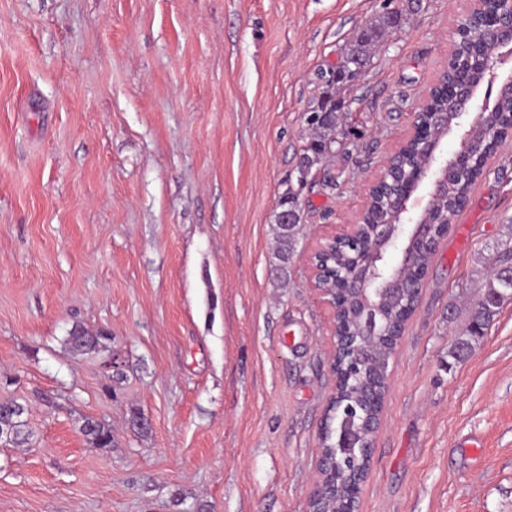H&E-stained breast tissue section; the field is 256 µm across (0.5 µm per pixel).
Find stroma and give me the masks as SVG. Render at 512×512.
<instances>
[{
    "instance_id": "obj_1",
    "label": "stroma",
    "mask_w": 512,
    "mask_h": 512,
    "mask_svg": "<svg viewBox=\"0 0 512 512\" xmlns=\"http://www.w3.org/2000/svg\"><path fill=\"white\" fill-rule=\"evenodd\" d=\"M466 7L0 0V401L27 406L32 434L0 447V512H307L333 386L307 255L364 208ZM396 8L343 92L350 135L303 192L280 279L272 217L318 74ZM509 243L512 144L428 269L362 512H512V299L469 358L448 355ZM76 324L109 333L99 353L69 350ZM86 417L111 424V448L80 433Z\"/></svg>"
}]
</instances>
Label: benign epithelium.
<instances>
[{"mask_svg": "<svg viewBox=\"0 0 512 512\" xmlns=\"http://www.w3.org/2000/svg\"><path fill=\"white\" fill-rule=\"evenodd\" d=\"M449 33L452 49L437 80L418 101L411 131L378 166L368 189V200L349 224L312 247L307 256L311 288L332 309L330 355L342 351L350 365L365 369L377 382L389 385L392 364L405 335L408 322L390 331L380 321L376 305L397 291L410 295L412 318L421 301L428 268L418 263L425 252L436 254L448 231L430 220L435 200L448 196V181L464 174L483 172L495 154L512 138L488 123V115L506 99H512V0H468ZM451 98L455 112L444 127L441 113L434 111L435 91ZM459 133V147L443 154L441 145L453 132ZM389 216L387 223L374 226L371 246L355 251L346 274H332L333 288L320 287L326 270L321 255L329 247L355 244L360 223L372 208ZM365 302L362 311L364 334L375 337L367 343L345 326L346 301ZM382 414L371 422V432L356 439L336 434V451L356 448L360 468L344 490L345 507L339 512H361L362 491L368 479L376 435ZM321 451H316L314 483L309 512H322L318 504L327 497V475L322 473Z\"/></svg>", "mask_w": 512, "mask_h": 512, "instance_id": "1", "label": "benign epithelium"}]
</instances>
